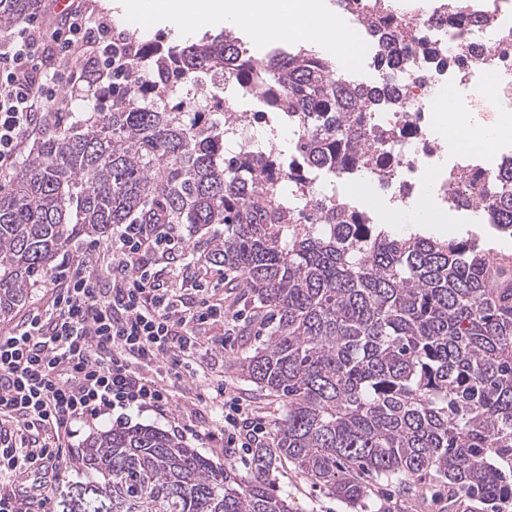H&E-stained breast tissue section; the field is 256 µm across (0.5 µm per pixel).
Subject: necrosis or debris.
<instances>
[{
	"label": "necrosis or debris",
	"mask_w": 512,
	"mask_h": 512,
	"mask_svg": "<svg viewBox=\"0 0 512 512\" xmlns=\"http://www.w3.org/2000/svg\"><path fill=\"white\" fill-rule=\"evenodd\" d=\"M346 15L366 34L377 21L391 30L413 27L437 52L395 74L399 109L371 115L374 125L395 131L384 150L385 162L339 171L337 179L343 184H373L402 217L408 216L426 187L434 192L440 212L474 211L473 201L461 203L452 197L450 183L462 173L474 185L487 181L502 166L498 149L477 141L462 148V161L444 163L442 138L435 131L439 96H464L477 131L499 127L503 107H512V0H471L466 13L454 20L448 17V0H433L426 10L413 0L402 5L393 0H351ZM260 130L273 141L291 140L297 134L296 126L273 124L267 116L237 123L224 143L225 154H235Z\"/></svg>",
	"instance_id": "1"
}]
</instances>
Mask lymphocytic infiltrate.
<instances>
[{"label": "lymphocytic infiltrate", "mask_w": 512, "mask_h": 512, "mask_svg": "<svg viewBox=\"0 0 512 512\" xmlns=\"http://www.w3.org/2000/svg\"><path fill=\"white\" fill-rule=\"evenodd\" d=\"M68 19L62 56L73 58L82 46L92 47L99 77L111 78V25L91 32L78 12ZM55 101L39 36L20 29L0 46L1 173L13 169L21 145L38 125V106ZM183 251L178 225H119L94 267L63 266L45 308L31 310L0 336V478L39 476L27 496L0 492V512H45L74 423L118 409L167 411L170 389L154 373L159 361L197 374L200 338L226 313L222 299L206 295L188 302L158 281L152 270L157 260ZM213 392L225 447L261 446L264 427L223 385Z\"/></svg>", "instance_id": "obj_1"}]
</instances>
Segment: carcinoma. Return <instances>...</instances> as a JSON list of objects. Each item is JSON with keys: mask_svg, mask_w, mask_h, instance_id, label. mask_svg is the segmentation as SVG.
Returning a JSON list of instances; mask_svg holds the SVG:
<instances>
[{"mask_svg": "<svg viewBox=\"0 0 512 512\" xmlns=\"http://www.w3.org/2000/svg\"><path fill=\"white\" fill-rule=\"evenodd\" d=\"M38 2L0 0V29ZM380 40L386 81L351 85L312 47L256 63L226 30L175 45L125 33L110 110L46 129L0 190V321L71 242L118 224L224 225L208 259L240 277L265 336L233 366L286 405L247 476L154 428L100 431L59 512H292L269 480L286 462L354 509L371 480L416 498L428 479L443 512H512V265L468 239L385 231L327 195L314 200L317 226L294 229L306 204L281 180L288 156L267 145L227 159L215 118L226 100L187 107L200 76L219 73L259 91L260 110L297 115L299 180L359 167L393 132L355 119L393 106V69L410 64L405 32ZM459 190L512 233V168L479 194Z\"/></svg>", "mask_w": 512, "mask_h": 512, "instance_id": "1", "label": "carcinoma"}]
</instances>
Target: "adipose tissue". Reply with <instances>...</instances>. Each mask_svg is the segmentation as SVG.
Returning <instances> with one entry per match:
<instances>
[{
	"label": "adipose tissue",
	"mask_w": 512,
	"mask_h": 512,
	"mask_svg": "<svg viewBox=\"0 0 512 512\" xmlns=\"http://www.w3.org/2000/svg\"><path fill=\"white\" fill-rule=\"evenodd\" d=\"M329 14L327 0H127L124 20L132 27L166 23L191 29L221 21L274 30L291 42L318 43L342 66L352 65L359 37L326 26Z\"/></svg>",
	"instance_id": "adipose-tissue-1"
}]
</instances>
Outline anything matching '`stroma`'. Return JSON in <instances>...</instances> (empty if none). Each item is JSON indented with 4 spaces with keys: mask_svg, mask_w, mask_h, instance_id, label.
<instances>
[{
    "mask_svg": "<svg viewBox=\"0 0 512 512\" xmlns=\"http://www.w3.org/2000/svg\"><path fill=\"white\" fill-rule=\"evenodd\" d=\"M64 19V14L56 10L54 0H41L35 13L18 22L22 28L29 24L51 28L50 33L42 37L44 68L55 73L61 94L57 102L49 107L46 119L61 126L68 125L72 116L93 119L106 109L104 100L88 95L86 81H72L70 73L76 69V62L60 59L58 55L55 39L65 36L67 32ZM420 230L458 240L473 233L478 236L480 243L490 245L496 253L512 256V237L486 224H424ZM180 231L188 244L187 252L177 259L186 274L185 287L191 289L195 285H202L209 292L222 295L225 304L238 312L236 318L214 325L212 335L204 337L202 367L205 374L211 381L223 382L228 395L242 399L254 418L265 429H272L274 422L284 413L282 400L267 395L229 367L234 357L258 346L260 339L251 295L246 289L238 287L235 273L208 261L214 244L224 236V227L220 224L198 227L184 224ZM158 370L170 385L171 406L168 413L160 415L152 411H132L126 416L125 425L150 426L165 431L194 448L213 465L230 464L241 475H248L251 456L246 450L237 448L227 453L218 442L210 440V433L220 426V415L208 403L199 400L200 390L196 381L186 375L175 377L173 370L165 363L160 364ZM272 478L277 489L287 492L293 512H352L343 500L312 485L292 465L279 467L273 472ZM439 508L438 492L432 486L416 501L398 497L393 487L386 485L374 486L370 493V512H439Z\"/></svg>",
    "mask_w": 512,
    "mask_h": 512,
    "instance_id": "1",
    "label": "stroma"
}]
</instances>
